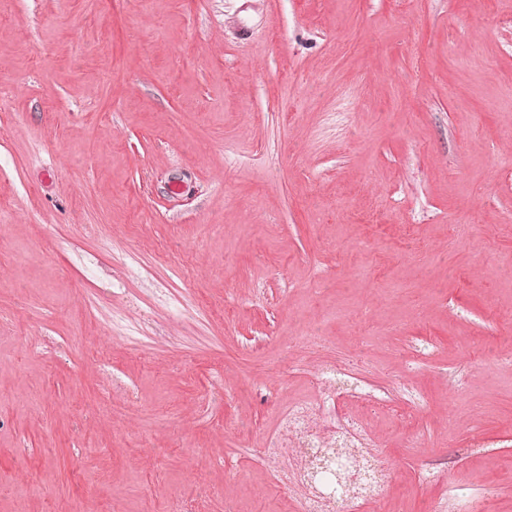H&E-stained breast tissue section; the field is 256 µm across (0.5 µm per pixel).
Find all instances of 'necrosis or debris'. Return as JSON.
I'll list each match as a JSON object with an SVG mask.
<instances>
[{"instance_id":"obj_1","label":"necrosis or debris","mask_w":512,"mask_h":512,"mask_svg":"<svg viewBox=\"0 0 512 512\" xmlns=\"http://www.w3.org/2000/svg\"><path fill=\"white\" fill-rule=\"evenodd\" d=\"M316 397L278 409L279 435L266 460L279 483L292 488V512H354L361 498L381 497L385 477L359 478L368 459H381L378 438L348 410L349 403L388 404L385 390L331 362L321 370Z\"/></svg>"}]
</instances>
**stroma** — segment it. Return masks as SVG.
Instances as JSON below:
<instances>
[{"label": "stroma", "mask_w": 512, "mask_h": 512, "mask_svg": "<svg viewBox=\"0 0 512 512\" xmlns=\"http://www.w3.org/2000/svg\"><path fill=\"white\" fill-rule=\"evenodd\" d=\"M1 87L0 512H283L335 360L362 512H512V0H11ZM321 384L315 398L295 399L278 409L279 435L266 446V460L278 482L295 491L293 512H351L361 498L383 495L386 475L376 470L370 479L356 481L368 457L379 462L383 451L374 433L349 412L348 404L387 406L390 400L385 390L364 383L339 362L324 365ZM336 448L350 451L341 454L347 468L338 471L339 477L336 463L334 472L313 474L316 459L323 453L336 460ZM285 458L288 466L283 463Z\"/></svg>", "instance_id": "35a3bbf8"}]
</instances>
